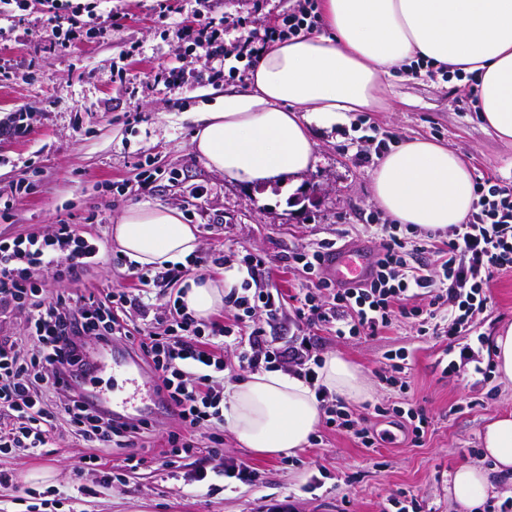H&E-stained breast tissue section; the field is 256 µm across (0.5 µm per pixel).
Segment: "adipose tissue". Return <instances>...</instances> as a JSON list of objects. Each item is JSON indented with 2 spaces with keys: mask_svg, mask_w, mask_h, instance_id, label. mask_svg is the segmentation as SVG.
I'll list each match as a JSON object with an SVG mask.
<instances>
[{
  "mask_svg": "<svg viewBox=\"0 0 512 512\" xmlns=\"http://www.w3.org/2000/svg\"><path fill=\"white\" fill-rule=\"evenodd\" d=\"M319 11V28L266 46L248 89L202 114L192 148L207 168L251 183L306 170L316 151L312 126L385 109L382 75L419 58L481 71L480 118L498 137L512 139V0H321ZM370 178L375 200L400 224L445 229L472 209L466 156L423 138L382 155ZM112 234L141 265L182 262L199 246L182 213L160 205L128 207ZM181 300L205 320L223 306L224 286L194 280ZM319 382L348 399L366 392L358 367L337 355L325 358ZM224 416L246 448L293 456L316 429L320 409L304 380L261 371L232 386ZM482 443L499 471L512 473V413L487 423ZM488 487L480 467L463 464L448 493L466 512H478Z\"/></svg>",
  "mask_w": 512,
  "mask_h": 512,
  "instance_id": "obj_1",
  "label": "adipose tissue"
}]
</instances>
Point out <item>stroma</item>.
<instances>
[{"label": "stroma", "instance_id": "35a3bbf8", "mask_svg": "<svg viewBox=\"0 0 512 512\" xmlns=\"http://www.w3.org/2000/svg\"><path fill=\"white\" fill-rule=\"evenodd\" d=\"M295 0H209L207 16L225 44L249 31L280 23ZM195 0H29L26 10L0 11V120L29 118L18 135L0 137V195L14 194L0 240L43 234L50 225L70 224L96 241L99 265L76 285L91 291L122 286L124 255L112 226L136 204L178 209L195 225L200 251L224 256L225 265L203 268L206 276L234 283L235 266L246 253L265 255L272 282L284 295L305 287L303 274L284 269L288 250L323 240L338 246H374L366 217L390 218L373 197V163L355 158L360 147L375 150L381 138L403 142L425 138L464 153L474 177L495 176L512 185V141L487 130L475 104L459 102V79L413 75L396 69L382 78L388 107L351 112L345 121L314 128L315 161L296 182L252 186L207 169L191 146L201 113L221 104L226 93L248 86L240 66L212 86L198 82V48L181 34L192 25ZM78 20L77 43L56 47L54 25ZM162 65L183 67L185 82L174 88L158 81ZM154 180L143 184L144 170ZM512 324V271L494 273L490 300L476 316L479 352L486 375L472 366L443 373L436 361L447 342L418 335L406 320L374 337L336 336L301 324L285 308L274 332L286 348L310 337L321 357L339 355L359 367L369 389L348 401L354 416L367 418L380 442L366 448L352 434L318 425L306 448L288 457H261L244 448L230 428L195 433V448L179 461L180 480L160 465L127 473L123 483L102 468L84 466V453L67 433L35 455L0 452V512H270L290 496V512H399L417 500L420 512H459L448 495L454 470L470 463L489 475V494L512 496V479L495 470L481 446L485 425L512 412V382L495 369L491 345ZM408 354L406 387L383 384L388 351ZM401 407V414L375 415L372 404ZM422 409L430 424L415 440L406 408ZM255 469L253 484L221 477L225 461ZM213 469L211 485L187 483L198 465ZM48 471L49 483L30 481ZM85 494L70 499L75 484Z\"/></svg>", "mask_w": 512, "mask_h": 512}]
</instances>
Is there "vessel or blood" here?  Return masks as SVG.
Wrapping results in <instances>:
<instances>
[{
	"instance_id": "b4317fda",
	"label": "vessel or blood",
	"mask_w": 512,
	"mask_h": 512,
	"mask_svg": "<svg viewBox=\"0 0 512 512\" xmlns=\"http://www.w3.org/2000/svg\"><path fill=\"white\" fill-rule=\"evenodd\" d=\"M375 261L376 254L372 249L352 246L328 255L324 266L337 286L349 288L359 286L370 278ZM112 371L123 376L124 388L105 392L96 381L91 380L87 383V391L111 411L113 418L148 415L161 418L169 414L168 404L156 394L151 379L139 369L127 352L121 349L113 351Z\"/></svg>"
}]
</instances>
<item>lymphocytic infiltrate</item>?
<instances>
[{"label":"lymphocytic infiltrate","mask_w":512,"mask_h":512,"mask_svg":"<svg viewBox=\"0 0 512 512\" xmlns=\"http://www.w3.org/2000/svg\"><path fill=\"white\" fill-rule=\"evenodd\" d=\"M313 7L314 0H300L280 25L249 32L230 49L211 23L186 28V37L202 50L199 79L223 81V68L213 65L217 59L256 61L260 45L306 27ZM374 230L379 261L369 282L360 287L339 288L326 277L323 260L333 243L289 252L288 265L307 276L306 287L290 299L296 317L340 336H374L393 321L406 319L420 335L455 339L466 335L474 316L486 308L493 274L512 269V187L489 177L476 180L471 215L445 236L432 230L409 235L398 224H378ZM99 253L96 243L80 238L68 224L52 225L40 236L0 240V323L21 313L28 324L27 335L0 337V412H14L18 420L17 427L0 428L1 448L34 453L64 428L88 448L86 465H101L102 450L112 448L124 451L126 468L146 464L141 450L153 419L114 420L83 395L94 370L87 359L90 347L108 352L117 341L127 343L140 364L155 374L160 393L182 426L181 432L169 434L163 452L169 468L191 448L183 432L224 423L218 375L224 370L225 350L235 351L243 370L290 363L319 400H326L317 374L322 360L311 345L281 349L269 337V323L290 300L278 288L264 285L271 270L261 254L242 258L237 269L241 282L224 294L232 321L202 323L180 300H168V325L159 333L150 317L151 292L186 279L190 267L132 262L126 273L131 288L100 295L70 287L81 271L99 264ZM428 254L437 256L436 269L426 268ZM37 271L54 272L64 287L51 298L39 297L32 280Z\"/></svg>","instance_id":"f902f5d3"}]
</instances>
